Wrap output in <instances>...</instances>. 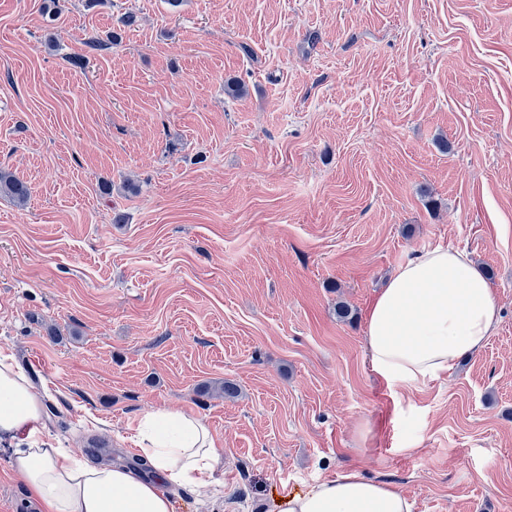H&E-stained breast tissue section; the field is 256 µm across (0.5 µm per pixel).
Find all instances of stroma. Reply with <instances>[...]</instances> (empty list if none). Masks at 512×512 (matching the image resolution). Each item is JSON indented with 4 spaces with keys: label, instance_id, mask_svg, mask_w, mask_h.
<instances>
[{
    "label": "stroma",
    "instance_id": "stroma-1",
    "mask_svg": "<svg viewBox=\"0 0 512 512\" xmlns=\"http://www.w3.org/2000/svg\"><path fill=\"white\" fill-rule=\"evenodd\" d=\"M49 2L0 0V170L30 189L0 192V352L50 436L136 469L144 414L202 418L222 464L176 512L347 470L413 512H512V0ZM437 247L500 319L404 390L367 314ZM9 453L0 512H40Z\"/></svg>",
    "mask_w": 512,
    "mask_h": 512
}]
</instances>
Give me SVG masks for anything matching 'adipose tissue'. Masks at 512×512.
<instances>
[{
    "label": "adipose tissue",
    "mask_w": 512,
    "mask_h": 512,
    "mask_svg": "<svg viewBox=\"0 0 512 512\" xmlns=\"http://www.w3.org/2000/svg\"><path fill=\"white\" fill-rule=\"evenodd\" d=\"M497 305L464 252L436 248L399 266L375 298L366 345L373 372L414 389L479 351L497 325ZM135 443L154 474L93 462L57 448L43 398L11 355L0 353V440L9 469L43 512H175L173 487L207 488L222 463L208 425L178 411L146 414ZM277 512H413L397 488L347 472L278 501Z\"/></svg>",
    "instance_id": "ef3b65f1"
}]
</instances>
